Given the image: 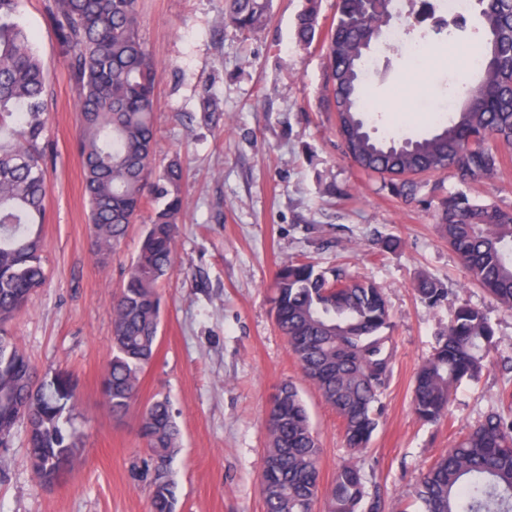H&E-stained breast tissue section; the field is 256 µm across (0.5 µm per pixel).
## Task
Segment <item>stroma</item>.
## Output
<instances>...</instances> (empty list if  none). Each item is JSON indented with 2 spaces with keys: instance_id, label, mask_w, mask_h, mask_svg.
Instances as JSON below:
<instances>
[{
  "instance_id": "1",
  "label": "stroma",
  "mask_w": 512,
  "mask_h": 512,
  "mask_svg": "<svg viewBox=\"0 0 512 512\" xmlns=\"http://www.w3.org/2000/svg\"><path fill=\"white\" fill-rule=\"evenodd\" d=\"M22 0V20L51 75L47 96L48 196L43 263L48 279L8 330L40 378L68 386L77 400L82 447L63 478L40 483L24 432L0 448V512H150L149 491L133 480L145 458L139 416L168 397L182 432L171 465L175 512H264L259 488L267 418L277 388L297 385L321 447V482L349 458L340 418L305 382L271 311V285L287 261H308L373 281L387 301L395 343L384 414L365 454L367 488L407 512L421 472L512 391V312L471 285L458 256L436 231L440 199L466 191L512 209V148H501L497 178L461 186L450 173L422 175L419 201L383 188L336 147L335 115L324 102V49L294 37L304 0H271L269 18L247 32L225 22L224 0H139L140 36L157 65L158 161L179 155L185 208L173 270L163 282L154 360L128 414L113 417L102 395L112 351V298L136 256L145 222L130 225L107 264L91 246L77 150V90L46 11ZM482 40L476 9L452 35L412 23L400 45L372 47L367 84L376 138L432 133L429 109L448 101L467 55ZM427 42L420 67L408 48ZM394 240L386 249L380 242ZM423 276L448 294L428 306L414 289ZM484 309L497 325L488 368L453 394L449 418L419 420L412 410L418 367L456 307Z\"/></svg>"
}]
</instances>
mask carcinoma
I'll return each mask as SVG.
<instances>
[{
	"label": "carcinoma",
	"mask_w": 512,
	"mask_h": 512,
	"mask_svg": "<svg viewBox=\"0 0 512 512\" xmlns=\"http://www.w3.org/2000/svg\"><path fill=\"white\" fill-rule=\"evenodd\" d=\"M485 42L480 77L466 86L467 102L432 135L382 141L363 113L364 46L377 43L394 19L382 0H338L336 21L319 25L318 0H306L296 40L326 48L329 108L339 113L342 153L414 201V177L451 172L462 184L501 171L493 143L512 145V0H476ZM270 0H229L226 19L241 30L261 28ZM19 0H0V447L25 428L33 471L43 483L58 479L79 452L71 418L53 396L36 387L37 373L7 326L46 279L42 262L47 185L45 165L51 77L18 21ZM49 18L78 95L84 194L90 210L92 251L102 262L153 205L136 258L112 302V355L102 383L105 403L123 417L138 397L152 362L160 326V282L174 265L181 223L184 168L174 156L160 167L155 127L157 66L140 37L139 0H51ZM438 232L470 280L498 308L512 311V210L479 203L463 192L444 197ZM416 292L438 305L443 286L421 277ZM278 330L302 377L336 411L350 458L329 486L320 478L321 448L307 408L292 383L282 385L268 416L260 492L264 512H393L379 492L366 490L364 453L378 426L379 396L392 374L394 347L386 301L376 286L329 278L306 262H287L275 276L272 299ZM495 336L487 313L459 306L438 347L418 369L413 410L425 422L448 416L464 381H477ZM139 434L148 459L133 477L150 493L151 512H174L170 466L180 429L169 401L156 398L141 412ZM421 512H512V416L491 411L422 472L415 490Z\"/></svg>",
	"instance_id": "cac0c4a2"
}]
</instances>
